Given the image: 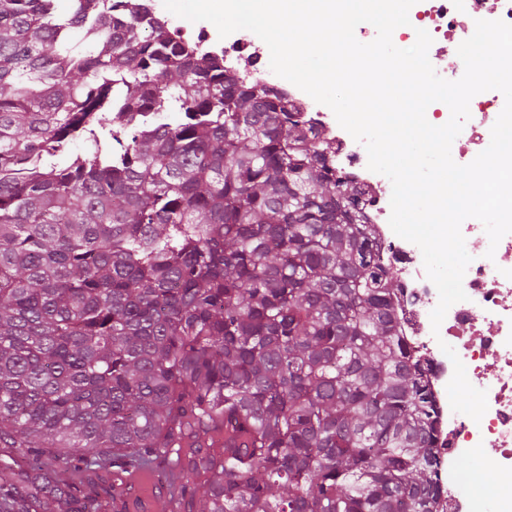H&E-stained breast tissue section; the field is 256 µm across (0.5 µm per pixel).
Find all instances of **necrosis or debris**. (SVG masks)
<instances>
[{
    "label": "necrosis or debris",
    "mask_w": 512,
    "mask_h": 512,
    "mask_svg": "<svg viewBox=\"0 0 512 512\" xmlns=\"http://www.w3.org/2000/svg\"><path fill=\"white\" fill-rule=\"evenodd\" d=\"M479 19L512 24V0H417L409 11V25L395 29L393 37L408 48L417 30H426L433 38L429 52L440 61L438 75L456 80L463 69L446 45L471 37ZM179 37L186 49L223 59L226 75L249 83L263 81L267 72L264 47L251 34L237 31L220 49L212 47V34L205 27H181ZM272 88L288 100L307 130L334 147L336 174L358 189L356 213L380 243L384 264L398 276L402 287L394 299L398 327L413 357L425 367L424 381L438 411L435 427L443 444L438 451L442 512H512V269L503 265L504 258L512 256V233L493 248L479 220L463 221L461 232L471 257L463 279L467 298L452 305L440 328H433L430 314L438 303V292L426 275L419 247L390 227V180L368 169L365 146L340 127L329 107L286 79H277ZM504 103L497 90L471 99L470 117L451 146L457 164H469L489 146L491 128ZM443 342L456 350L469 382L487 393L488 408L481 421L454 412L450 406L447 385L454 367L451 360L438 355ZM459 456L471 460L468 483L473 493L465 503L460 500L452 468ZM489 468L496 482L488 487L484 475Z\"/></svg>",
    "instance_id": "4bbe7bcc"
}]
</instances>
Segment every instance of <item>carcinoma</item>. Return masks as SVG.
I'll list each match as a JSON object with an SVG mask.
<instances>
[{
	"label": "carcinoma",
	"instance_id": "obj_1",
	"mask_svg": "<svg viewBox=\"0 0 512 512\" xmlns=\"http://www.w3.org/2000/svg\"><path fill=\"white\" fill-rule=\"evenodd\" d=\"M74 2L0 0V512H101L160 460L207 475L186 512H437L399 281L330 147L140 12ZM98 461L108 489L58 477Z\"/></svg>",
	"mask_w": 512,
	"mask_h": 512
}]
</instances>
